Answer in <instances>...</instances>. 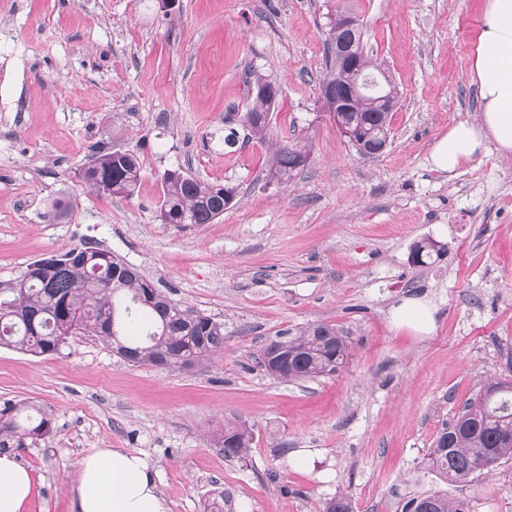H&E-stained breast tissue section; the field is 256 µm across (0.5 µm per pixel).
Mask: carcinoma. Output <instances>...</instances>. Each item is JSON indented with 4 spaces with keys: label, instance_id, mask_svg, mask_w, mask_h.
Listing matches in <instances>:
<instances>
[{
    "label": "carcinoma",
    "instance_id": "carcinoma-1",
    "mask_svg": "<svg viewBox=\"0 0 512 512\" xmlns=\"http://www.w3.org/2000/svg\"><path fill=\"white\" fill-rule=\"evenodd\" d=\"M355 81L351 69L327 56L319 88L347 91ZM269 92L251 95L242 115L247 136L267 134L278 88L258 79ZM348 141L358 154L381 147L380 132L390 126L391 111L381 96L364 92L345 104ZM308 159L306 146L279 144L270 169L288 181ZM142 163L133 152L96 151L78 176L99 194L133 195L141 180ZM235 199L219 182L204 181L180 170L165 172L159 219L163 224H210L224 215ZM53 262L26 269L20 279L0 282V346L36 356L52 355L75 336H96L112 352L133 365L182 370L224 349V323L183 307L156 288L136 268L94 246L71 248L52 256ZM19 301L24 313L13 315L4 305ZM285 347L276 369L261 357L270 375L286 382L333 376L350 356L349 336L334 324L321 323L300 335L279 341ZM53 433L50 415L24 402L0 411V451L21 449L26 441ZM252 431L244 423L224 421L218 447L226 458L246 457ZM512 459V360L508 376L493 380L470 399L436 435L426 455L427 468L445 483L464 484ZM324 512H354L350 496L338 494ZM402 512H463L462 504L439 492L407 500Z\"/></svg>",
    "mask_w": 512,
    "mask_h": 512
}]
</instances>
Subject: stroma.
I'll return each mask as SVG.
<instances>
[{"instance_id":"stroma-1","label":"stroma","mask_w":512,"mask_h":512,"mask_svg":"<svg viewBox=\"0 0 512 512\" xmlns=\"http://www.w3.org/2000/svg\"><path fill=\"white\" fill-rule=\"evenodd\" d=\"M483 0H0V282L85 244L134 265L170 298L224 322V349L193 368L134 366L94 336L54 356L0 347V409L29 402L54 434L17 456L29 512H74L78 461L143 455L171 512H400L440 492L465 512H512V460L451 485L424 458L443 423L512 358V160L488 147L455 176L433 142L480 106L468 74ZM363 25L366 55L398 92L392 137L359 155L319 97L329 22ZM279 88L266 139L227 148L248 83ZM307 144L287 183L282 141ZM136 153L131 197L91 192L98 148ZM224 183L210 224L161 223L165 171ZM427 242L429 264L411 260ZM408 297L436 308L426 336L395 327ZM318 323L350 335L335 376L287 383L256 359L275 336ZM254 434L244 460L215 445L225 420ZM308 465L292 463L299 449Z\"/></svg>"}]
</instances>
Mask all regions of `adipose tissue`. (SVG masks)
Listing matches in <instances>:
<instances>
[{"instance_id": "1", "label": "adipose tissue", "mask_w": 512, "mask_h": 512, "mask_svg": "<svg viewBox=\"0 0 512 512\" xmlns=\"http://www.w3.org/2000/svg\"><path fill=\"white\" fill-rule=\"evenodd\" d=\"M470 78L478 89L476 120L451 126L434 143L432 167L448 175L495 144L512 157V0H484ZM35 484L11 452L0 454V512H26ZM75 512H169L156 474L142 455L99 448L80 459L73 480Z\"/></svg>"}]
</instances>
